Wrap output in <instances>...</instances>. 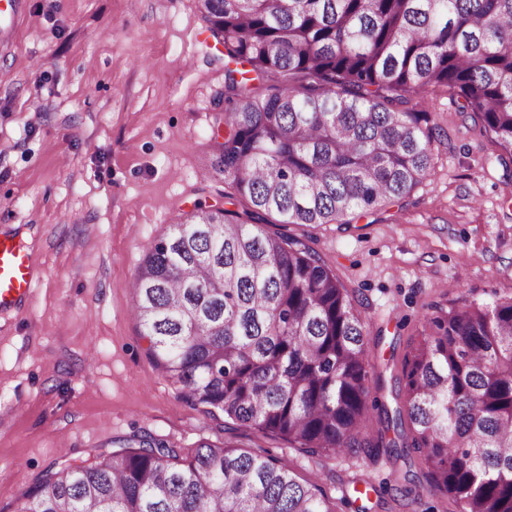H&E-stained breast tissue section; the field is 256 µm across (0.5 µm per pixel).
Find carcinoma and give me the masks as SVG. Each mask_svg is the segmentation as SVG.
Masks as SVG:
<instances>
[{
	"instance_id": "carcinoma-1",
	"label": "carcinoma",
	"mask_w": 512,
	"mask_h": 512,
	"mask_svg": "<svg viewBox=\"0 0 512 512\" xmlns=\"http://www.w3.org/2000/svg\"><path fill=\"white\" fill-rule=\"evenodd\" d=\"M224 45L208 177L252 217L347 224L433 169L426 112L444 86L512 156V0H200ZM274 75L262 94L253 85ZM132 313L157 368L192 406L330 458L399 456L362 434L370 324L309 246L198 202L144 248ZM394 428L458 512H512V297L439 308L403 363ZM47 472L16 512H330L272 456L200 445L185 461L133 435Z\"/></svg>"
}]
</instances>
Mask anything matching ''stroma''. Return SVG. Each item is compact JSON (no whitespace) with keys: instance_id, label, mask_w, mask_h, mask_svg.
<instances>
[{"instance_id":"stroma-1","label":"stroma","mask_w":512,"mask_h":512,"mask_svg":"<svg viewBox=\"0 0 512 512\" xmlns=\"http://www.w3.org/2000/svg\"><path fill=\"white\" fill-rule=\"evenodd\" d=\"M224 48L198 0H0V232L30 248L35 281L0 314V512L48 469L148 432L181 457L203 443L278 457L330 512H454L417 452L323 460L281 435L179 396L128 314L143 248L224 205L213 159ZM447 88L407 96L436 128L413 191L346 224H291L370 323V391L400 406L403 362L434 306L512 296V175Z\"/></svg>"}]
</instances>
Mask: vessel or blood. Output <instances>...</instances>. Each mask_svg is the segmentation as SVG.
Returning a JSON list of instances; mask_svg holds the SVG:
<instances>
[{
    "instance_id": "vessel-or-blood-1",
    "label": "vessel or blood",
    "mask_w": 512,
    "mask_h": 512,
    "mask_svg": "<svg viewBox=\"0 0 512 512\" xmlns=\"http://www.w3.org/2000/svg\"><path fill=\"white\" fill-rule=\"evenodd\" d=\"M34 271L28 246L18 237L0 236V311L28 299Z\"/></svg>"
}]
</instances>
